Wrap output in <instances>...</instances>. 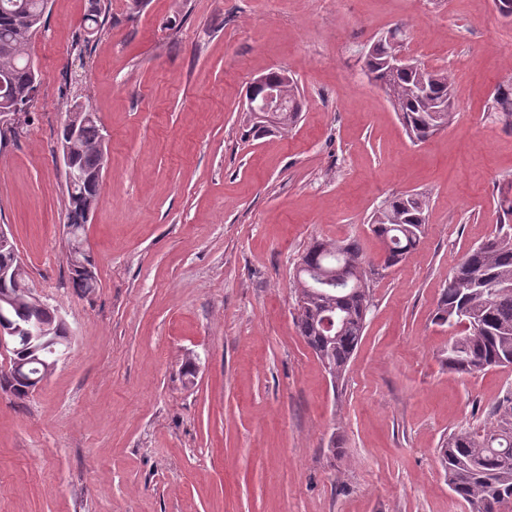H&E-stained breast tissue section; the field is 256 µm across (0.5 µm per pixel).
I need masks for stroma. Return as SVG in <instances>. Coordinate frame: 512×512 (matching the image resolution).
<instances>
[{
    "instance_id": "35a3bbf8",
    "label": "stroma",
    "mask_w": 512,
    "mask_h": 512,
    "mask_svg": "<svg viewBox=\"0 0 512 512\" xmlns=\"http://www.w3.org/2000/svg\"><path fill=\"white\" fill-rule=\"evenodd\" d=\"M87 0H49L39 84L0 142V224L70 347L26 400L0 390V512H469L438 450L512 395V366L461 376L434 320L462 256L512 225V18L493 0H105L78 81ZM448 70L453 123L412 142L364 69L394 29ZM287 69L296 125L259 133L254 78ZM88 99L107 165L87 242L98 286H69L65 105ZM430 197L417 250L372 284L332 381L295 323L313 240L357 239L386 197ZM193 374H185L187 362Z\"/></svg>"
}]
</instances>
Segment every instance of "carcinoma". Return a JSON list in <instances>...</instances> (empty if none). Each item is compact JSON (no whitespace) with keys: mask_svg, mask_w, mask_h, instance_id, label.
Returning a JSON list of instances; mask_svg holds the SVG:
<instances>
[{"mask_svg":"<svg viewBox=\"0 0 512 512\" xmlns=\"http://www.w3.org/2000/svg\"><path fill=\"white\" fill-rule=\"evenodd\" d=\"M46 10L44 0H0V102L4 97L32 98V59L29 49L40 30ZM380 39L364 56L367 74L385 88L410 138L423 142L448 128L453 119L450 76L444 70L420 64L411 71L393 72L387 61L396 53L390 39ZM280 71L268 76L279 82L280 92L295 107L288 124L297 122L300 94L293 80L279 81ZM107 163L103 127L97 119L80 126L75 167L92 174L85 188L67 192V219L85 229L89 201L100 198L102 178L97 173ZM428 199L422 193H401L386 198L372 216L374 233L386 247L384 267H392L417 247L426 224ZM299 264L316 269H343L348 287H314L308 275L296 272L293 280L301 336L325 371L339 379L362 336L371 305L369 275L360 243L314 240ZM10 317L15 322L40 321L53 326L60 336L66 329L58 322L55 308L23 305ZM337 321V330L324 327ZM436 320L448 327L464 324L463 333L448 341L442 362L451 372L473 375L487 368L512 365V232L489 237L463 256L448 276L437 306ZM449 489L470 512H499L512 500V397L506 398L491 425L480 432L450 436L438 450Z\"/></svg>","mask_w":512,"mask_h":512,"instance_id":"cac0c4a2","label":"carcinoma"}]
</instances>
